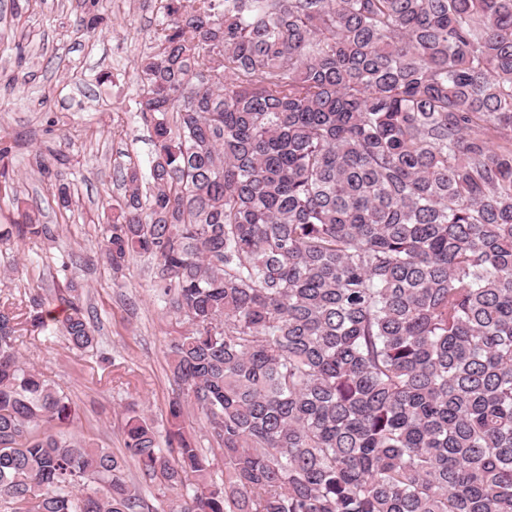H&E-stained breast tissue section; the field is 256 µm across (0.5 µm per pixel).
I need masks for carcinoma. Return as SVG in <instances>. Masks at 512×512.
Here are the masks:
<instances>
[{
	"instance_id": "carcinoma-1",
	"label": "carcinoma",
	"mask_w": 512,
	"mask_h": 512,
	"mask_svg": "<svg viewBox=\"0 0 512 512\" xmlns=\"http://www.w3.org/2000/svg\"><path fill=\"white\" fill-rule=\"evenodd\" d=\"M87 25L103 0H83ZM140 59L153 194L98 243L157 260L181 396L127 458L83 433L0 309L6 512H512V0H166ZM71 210L66 156L36 151ZM29 214L0 240L46 238ZM71 347L97 346L76 289ZM201 411L214 460L181 427ZM127 474L139 487L142 496L156 507L165 506L168 499H172L175 496L173 492H166L163 497L161 492L157 489L156 484L148 477L144 476L133 462L128 463Z\"/></svg>"
}]
</instances>
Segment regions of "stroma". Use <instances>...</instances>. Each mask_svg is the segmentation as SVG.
<instances>
[{"instance_id":"obj_1","label":"stroma","mask_w":512,"mask_h":512,"mask_svg":"<svg viewBox=\"0 0 512 512\" xmlns=\"http://www.w3.org/2000/svg\"><path fill=\"white\" fill-rule=\"evenodd\" d=\"M82 0H0V225L27 212L50 238L0 240V306L32 294L54 298L75 286L98 338L93 351L73 350L63 335L26 333L23 360L60 384L75 402L78 428L114 455L124 453L132 413L167 425L179 394L168 345L180 326L154 290V259H130L120 272L97 260L107 201L123 195L126 168L147 169L153 129L133 106L146 53L163 14L157 0H107V22L81 24ZM65 153L73 206L60 213L54 189L33 166L37 149Z\"/></svg>"}]
</instances>
